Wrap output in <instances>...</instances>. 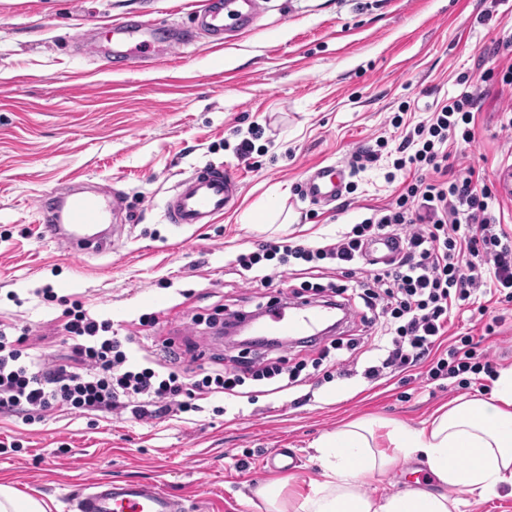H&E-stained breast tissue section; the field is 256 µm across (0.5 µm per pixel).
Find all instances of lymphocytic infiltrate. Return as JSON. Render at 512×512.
Returning <instances> with one entry per match:
<instances>
[{"label": "lymphocytic infiltrate", "instance_id": "1", "mask_svg": "<svg viewBox=\"0 0 512 512\" xmlns=\"http://www.w3.org/2000/svg\"><path fill=\"white\" fill-rule=\"evenodd\" d=\"M476 99L464 91L441 104L429 123L417 125L399 144L396 169L413 168L418 176L408 183L394 205L363 218L336 239L311 247L288 240L270 241L261 249L239 254L234 264L260 273L261 263L278 259L306 263L307 274L326 261L346 275L356 273L367 257V245L388 237L398 246L384 270L356 284L354 298L347 286L334 287L343 309L353 299L363 305V325L380 332L366 342L377 353L365 375L375 380L408 367L427 365L429 379L455 378L464 373L495 376L488 354L479 352L473 337L441 350L455 312L474 304L477 296L497 295L512 302V231L495 214L491 189L477 187L472 176H452L449 140L459 123L469 122ZM431 168L435 179L423 177ZM62 344L67 353L45 358L27 353L29 330L16 337L0 330V414H15L32 422L56 408L79 413L129 411L137 419L178 417L199 411V402L214 393L234 390L245 378L256 381L283 374L277 363L251 366L246 375L196 373L175 366V352L165 351L167 372L139 367L124 339L113 335L109 321L100 320L73 303L65 310Z\"/></svg>", "mask_w": 512, "mask_h": 512}]
</instances>
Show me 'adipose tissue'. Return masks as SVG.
<instances>
[{
	"mask_svg": "<svg viewBox=\"0 0 512 512\" xmlns=\"http://www.w3.org/2000/svg\"><path fill=\"white\" fill-rule=\"evenodd\" d=\"M321 478L283 497V481L258 490L267 512H459L451 490L481 498L512 496V369L486 397H460L439 408L429 426L364 418L314 441ZM407 462L427 467L434 489L374 495L367 484Z\"/></svg>",
	"mask_w": 512,
	"mask_h": 512,
	"instance_id": "adipose-tissue-1",
	"label": "adipose tissue"
}]
</instances>
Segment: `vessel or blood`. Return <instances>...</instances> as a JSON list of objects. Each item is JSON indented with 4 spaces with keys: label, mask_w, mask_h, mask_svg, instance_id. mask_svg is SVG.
<instances>
[{
    "label": "vessel or blood",
    "mask_w": 512,
    "mask_h": 512,
    "mask_svg": "<svg viewBox=\"0 0 512 512\" xmlns=\"http://www.w3.org/2000/svg\"><path fill=\"white\" fill-rule=\"evenodd\" d=\"M256 0H206L197 11V27L216 43H223L225 31L249 27L254 19ZM109 48L103 52L106 62L129 58L163 44L186 42L177 31H160L148 22L121 20L108 23ZM341 165L319 168L304 184L311 201L332 202L341 197L345 184ZM240 188L237 173L222 165H208L193 170L179 184L164 204L163 217L182 229L196 224H210L222 217ZM119 214L111 189L88 194L77 185L54 190L39 205L38 222L44 240L63 246L74 257L105 250L114 244V236L101 232L104 224L116 223ZM329 315L327 307L313 302L292 311L277 309L257 324L260 336L306 337ZM78 512H181L180 500L151 483L98 482L77 501Z\"/></svg>",
    "instance_id": "obj_1"
}]
</instances>
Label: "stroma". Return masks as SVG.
<instances>
[{
    "label": "stroma",
    "instance_id": "obj_1",
    "mask_svg": "<svg viewBox=\"0 0 512 512\" xmlns=\"http://www.w3.org/2000/svg\"><path fill=\"white\" fill-rule=\"evenodd\" d=\"M203 0H0V324L29 327L36 352L61 348L63 312L81 302L133 337L142 364L172 345L184 366L233 371L250 349L219 340L213 326L235 310L281 298L311 299L296 267L264 262L268 283H251L234 266L240 253L283 238L301 244L334 239L390 206L410 178L393 153L437 104L469 89L478 97L471 143L449 144L454 173L475 168L498 191L512 174V0H260L248 30L214 48L194 32ZM143 18L193 31L163 59L105 71L78 35L107 42L105 24ZM251 139L249 162L237 157ZM387 140L365 170L348 166L358 150ZM223 163L241 176L230 211L214 223L177 229L162 206L194 168ZM347 167V188L331 204L302 191L313 167ZM112 186L128 215L122 241L73 258L41 237V197L62 181ZM288 223L247 224L266 199ZM51 287L45 301L38 289ZM151 314L155 325H140ZM503 322L485 341L496 369L512 368V303L457 315L451 333L481 335L487 316ZM318 351L289 344L286 376L246 380L238 396L202 400L189 418L137 420L130 413L48 412L43 421L0 414V485L46 500L51 512H76L93 482L148 481L179 497L186 512H265L255 494L279 471L275 449L296 466L287 492L320 477L311 443L348 419L375 416L421 427L439 406L489 393L492 380L468 374L429 380L411 367L372 381L364 345L341 350V378Z\"/></svg>",
    "mask_w": 512,
    "mask_h": 512
}]
</instances>
